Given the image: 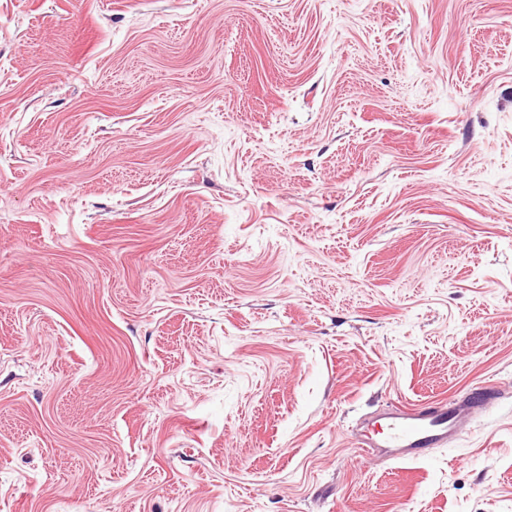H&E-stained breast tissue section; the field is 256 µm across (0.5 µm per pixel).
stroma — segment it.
I'll return each instance as SVG.
<instances>
[{
  "mask_svg": "<svg viewBox=\"0 0 512 512\" xmlns=\"http://www.w3.org/2000/svg\"><path fill=\"white\" fill-rule=\"evenodd\" d=\"M0 512H512V0H0ZM496 394L490 387L475 390L464 400L424 408H395L386 413L388 428L379 439L355 435L356 447L390 459L414 460L426 448H439L456 434L461 419L483 408Z\"/></svg>",
  "mask_w": 512,
  "mask_h": 512,
  "instance_id": "obj_1",
  "label": "stroma"
}]
</instances>
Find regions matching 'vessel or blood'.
Here are the masks:
<instances>
[{
    "label": "vessel or blood",
    "mask_w": 512,
    "mask_h": 512,
    "mask_svg": "<svg viewBox=\"0 0 512 512\" xmlns=\"http://www.w3.org/2000/svg\"><path fill=\"white\" fill-rule=\"evenodd\" d=\"M492 388L475 390L463 400L423 408H395L386 415L388 428L381 438H357L365 452L391 459L413 460L424 449L444 446L456 434L461 419L483 408L493 396Z\"/></svg>",
    "instance_id": "vessel-or-blood-1"
}]
</instances>
